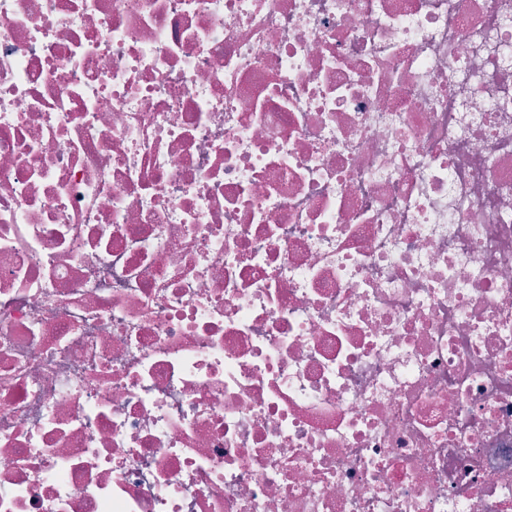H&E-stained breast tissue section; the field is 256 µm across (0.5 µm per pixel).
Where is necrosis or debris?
<instances>
[{
    "instance_id": "necrosis-or-debris-1",
    "label": "necrosis or debris",
    "mask_w": 512,
    "mask_h": 512,
    "mask_svg": "<svg viewBox=\"0 0 512 512\" xmlns=\"http://www.w3.org/2000/svg\"><path fill=\"white\" fill-rule=\"evenodd\" d=\"M0 512H512V0H0Z\"/></svg>"
}]
</instances>
